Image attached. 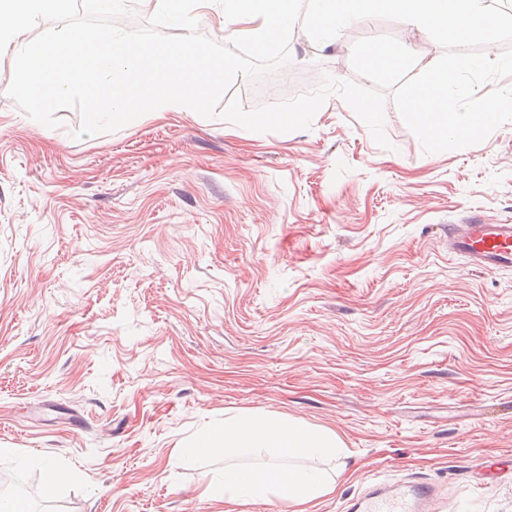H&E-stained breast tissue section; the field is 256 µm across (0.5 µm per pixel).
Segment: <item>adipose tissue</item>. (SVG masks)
I'll list each match as a JSON object with an SVG mask.
<instances>
[{"instance_id":"ef3b65f1","label":"adipose tissue","mask_w":512,"mask_h":512,"mask_svg":"<svg viewBox=\"0 0 512 512\" xmlns=\"http://www.w3.org/2000/svg\"><path fill=\"white\" fill-rule=\"evenodd\" d=\"M182 456H223L224 469L201 477L206 490L222 489L227 500L264 504L284 502L290 512H307L316 500L334 492L336 481L315 468L287 466V459L346 456L336 432L289 418L243 413L207 425L184 441Z\"/></svg>"}]
</instances>
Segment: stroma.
I'll list each match as a JSON object with an SVG mask.
<instances>
[{"instance_id":"35a3bbf8","label":"stroma","mask_w":512,"mask_h":512,"mask_svg":"<svg viewBox=\"0 0 512 512\" xmlns=\"http://www.w3.org/2000/svg\"><path fill=\"white\" fill-rule=\"evenodd\" d=\"M428 33L369 19L237 77L244 109L356 80L354 42ZM0 54V445L75 473L60 512H288L215 503L182 440L242 412L336 431L348 475L310 512L375 480L436 482L440 512H512V270L448 253V227L512 220V123L424 153L393 99L379 147L336 94L310 128L258 133L150 112L77 140L9 96Z\"/></svg>"}]
</instances>
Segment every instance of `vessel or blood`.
<instances>
[{
    "label": "vessel or blood",
    "mask_w": 512,
    "mask_h": 512,
    "mask_svg": "<svg viewBox=\"0 0 512 512\" xmlns=\"http://www.w3.org/2000/svg\"><path fill=\"white\" fill-rule=\"evenodd\" d=\"M448 252L487 272L510 270L512 222L449 225ZM435 494L434 485L427 482L381 484L350 502L346 512H438Z\"/></svg>",
    "instance_id": "obj_1"
}]
</instances>
